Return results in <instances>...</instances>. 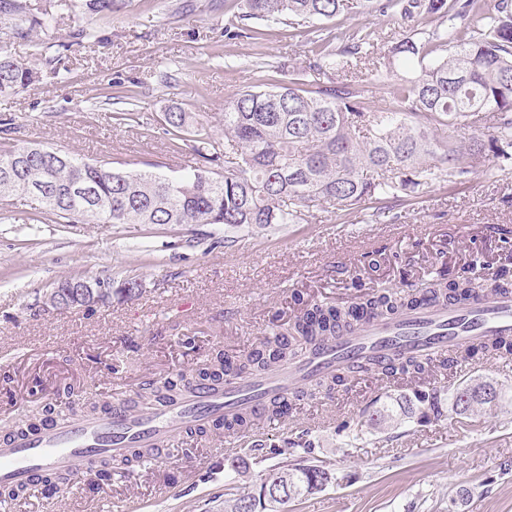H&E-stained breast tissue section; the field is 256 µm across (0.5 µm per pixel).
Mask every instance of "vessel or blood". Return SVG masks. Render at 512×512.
Listing matches in <instances>:
<instances>
[{"label":"vessel or blood","mask_w":512,"mask_h":512,"mask_svg":"<svg viewBox=\"0 0 512 512\" xmlns=\"http://www.w3.org/2000/svg\"><path fill=\"white\" fill-rule=\"evenodd\" d=\"M512 338V292L460 303H427L390 319H370L323 339L261 378L236 375L222 389L202 385L145 412L124 402L35 431L0 439V485L18 489L57 475L108 468L124 475L159 461L181 432L211 428L240 413L261 417L324 376L352 374L365 362L385 370L397 358L450 354L479 341Z\"/></svg>","instance_id":"b4317fda"}]
</instances>
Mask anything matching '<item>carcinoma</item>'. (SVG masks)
I'll return each mask as SVG.
<instances>
[{"mask_svg": "<svg viewBox=\"0 0 512 512\" xmlns=\"http://www.w3.org/2000/svg\"><path fill=\"white\" fill-rule=\"evenodd\" d=\"M59 6L92 16L116 13L124 0H59ZM238 6L224 25L229 40L262 35L251 22L306 23L355 10L392 13L405 24L431 14L440 23L411 31L381 55L370 31L316 30L309 69L323 81L282 79L271 90H242L227 98L224 140L196 134L188 149L191 163L175 176L92 164L49 147L13 146L0 150V197L20 194L24 185L35 217L65 223L222 224L231 232L306 223L315 202L357 211L373 198L415 193L445 178L461 180L491 159L512 163V0H238ZM0 24L25 39L49 27V12L40 0H0ZM95 40L93 29L79 26L59 47L67 51ZM370 60L387 80L391 102L385 107L364 101L361 64ZM36 78L33 68L0 53V96L17 95ZM165 122L180 140L190 116L175 108L165 113ZM487 122L493 133L486 139L440 136L446 128L478 131ZM490 285L512 291V271L479 279L465 270L415 288L365 292L343 307L308 304L232 361L219 352L194 375L144 385L137 405L220 385L231 373L261 375L295 353L304 338L333 337L364 315L391 316L429 297L461 302ZM433 368L448 370V357L408 360L392 371L418 377ZM498 399L495 386L480 378L448 394L435 385L416 386L373 411L366 423L374 429L405 419L424 425L450 408L458 415L490 411ZM254 426L246 415L222 424L230 434ZM334 482L336 474L318 465L276 464L261 479L288 487L295 499ZM281 506L257 493L236 499L231 512H280Z\"/></svg>", "mask_w": 512, "mask_h": 512, "instance_id": "obj_1", "label": "carcinoma"}]
</instances>
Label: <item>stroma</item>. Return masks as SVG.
I'll use <instances>...</instances> for the list:
<instances>
[{
	"label": "stroma",
	"mask_w": 512,
	"mask_h": 512,
	"mask_svg": "<svg viewBox=\"0 0 512 512\" xmlns=\"http://www.w3.org/2000/svg\"><path fill=\"white\" fill-rule=\"evenodd\" d=\"M29 39L0 31V49L34 66L36 81L0 97L12 124L0 148L39 143L90 163L170 174L178 163L164 114L175 106L224 134V100L267 89L282 74L317 82L305 27H265L258 39L224 36L234 0H125L114 14L59 11ZM87 25L101 42L60 47ZM133 91L132 104L118 95ZM135 112L116 125L113 113ZM308 224L239 231L224 242L220 224H65L34 221L27 198H0V437L55 410L101 409L134 398L148 381L188 373L216 353L237 356L300 302L345 305L366 286L400 287L474 261L497 269L512 229V165L486 162L466 179L436 181L349 213L312 207ZM141 282L132 298L92 311L34 312L45 288L65 277ZM482 377L502 391L497 407L448 414L421 426L364 427L363 411L406 392L402 382L351 375L332 395L302 400L257 435L275 443L308 433L336 484L292 500L288 512H512V359L459 364L438 377L449 388ZM278 455L252 448L251 436L225 449L200 436L176 437L160 462L124 477L89 471L55 491L30 487L0 512H224L255 493Z\"/></svg>",
	"instance_id": "stroma-1"
}]
</instances>
